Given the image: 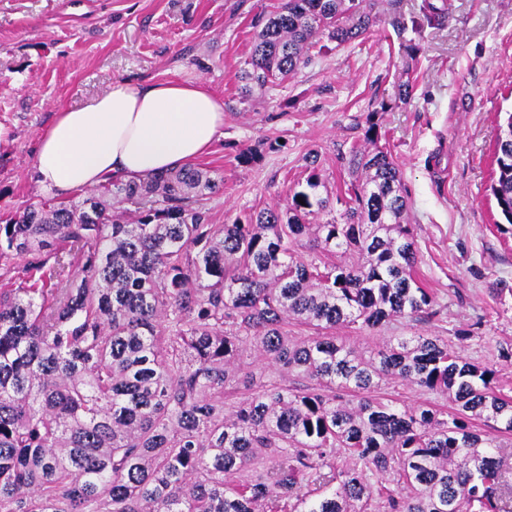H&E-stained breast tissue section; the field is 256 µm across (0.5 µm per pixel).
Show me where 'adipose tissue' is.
<instances>
[{"instance_id": "1", "label": "adipose tissue", "mask_w": 512, "mask_h": 512, "mask_svg": "<svg viewBox=\"0 0 512 512\" xmlns=\"http://www.w3.org/2000/svg\"><path fill=\"white\" fill-rule=\"evenodd\" d=\"M224 129V104L201 81L117 79L85 106L55 112L34 150V175L50 196L108 177L179 169L208 153Z\"/></svg>"}]
</instances>
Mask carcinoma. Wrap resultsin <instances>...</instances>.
I'll list each match as a JSON object with an SVG mask.
<instances>
[{"mask_svg":"<svg viewBox=\"0 0 512 512\" xmlns=\"http://www.w3.org/2000/svg\"><path fill=\"white\" fill-rule=\"evenodd\" d=\"M385 4L400 37L442 19L430 0L410 20ZM377 5L282 0L257 16L243 97L365 38ZM382 137L369 114L340 224L311 223L326 208L315 154L286 212L233 224L210 223L203 200L224 183L195 166L1 217L0 264L17 276L0 289V512H512L498 442L512 399L493 370L439 336L363 351L325 334L436 313ZM490 191L512 226L511 112ZM290 319L320 335H288ZM245 345L307 383L256 381L226 403ZM387 379L451 411L401 408L376 395Z\"/></svg>","mask_w":512,"mask_h":512,"instance_id":"cac0c4a2","label":"carcinoma"}]
</instances>
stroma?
<instances>
[{
	"instance_id": "stroma-1",
	"label": "stroma",
	"mask_w": 512,
	"mask_h": 512,
	"mask_svg": "<svg viewBox=\"0 0 512 512\" xmlns=\"http://www.w3.org/2000/svg\"><path fill=\"white\" fill-rule=\"evenodd\" d=\"M281 0H0V215L47 201L33 174L38 134L57 107H77L113 80H200L224 103V134L197 160L222 180L205 204L215 224L288 206L319 155V222L344 212L341 159L369 114L386 133L405 184L417 274L437 312L392 322L376 340L433 335L493 369L512 397V234L490 192L498 126L512 111V0H434L440 25L414 39L404 63L386 21L363 39L313 55L297 74L240 99L253 20ZM412 81L407 102L398 84ZM393 107L382 110V102ZM279 149H272V142ZM259 148L246 165L237 150Z\"/></svg>"
}]
</instances>
